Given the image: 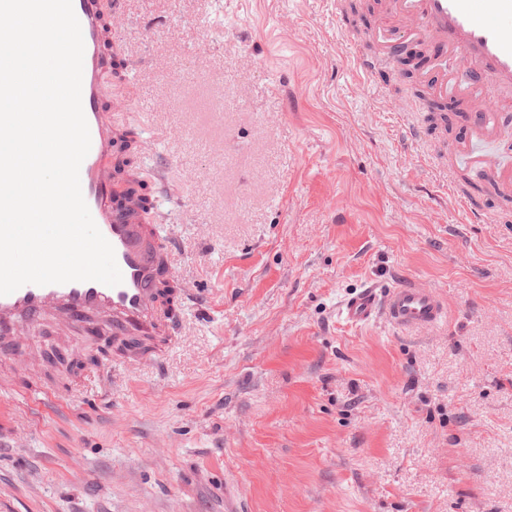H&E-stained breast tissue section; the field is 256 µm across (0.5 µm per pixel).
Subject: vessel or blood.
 I'll return each instance as SVG.
<instances>
[{"label":"vessel or blood","mask_w":512,"mask_h":512,"mask_svg":"<svg viewBox=\"0 0 512 512\" xmlns=\"http://www.w3.org/2000/svg\"><path fill=\"white\" fill-rule=\"evenodd\" d=\"M72 5L84 40L82 107L91 139L79 170L81 191L96 226L114 249L123 280L116 286L97 281L27 284L0 295V347L21 345L26 327L49 315L64 327L96 316L115 335L134 333L158 349L178 333V319L163 306L157 288L159 267L173 269L174 257L163 250L156 229L142 224L137 198L114 201L112 165L123 129L103 113L112 98L103 54L112 30L104 22L100 0H72ZM391 12L449 50L453 68L440 70L438 86L447 87L453 78L470 90L475 130L492 129L497 105L476 85L489 73L512 86V0H391ZM446 317L442 297L411 280L385 289H357L339 306L340 320L355 328L382 318L398 329H422Z\"/></svg>","instance_id":"1"}]
</instances>
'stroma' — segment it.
Listing matches in <instances>:
<instances>
[{"label":"stroma","instance_id":"35a3bbf8","mask_svg":"<svg viewBox=\"0 0 512 512\" xmlns=\"http://www.w3.org/2000/svg\"><path fill=\"white\" fill-rule=\"evenodd\" d=\"M103 2L182 326L139 366L50 318L0 351V512H512V203L450 153L512 176V139L432 128L401 66L363 76L374 9ZM408 278L445 324L338 321Z\"/></svg>","mask_w":512,"mask_h":512}]
</instances>
